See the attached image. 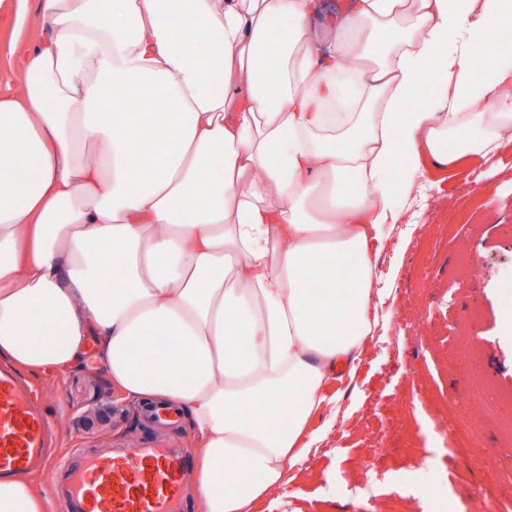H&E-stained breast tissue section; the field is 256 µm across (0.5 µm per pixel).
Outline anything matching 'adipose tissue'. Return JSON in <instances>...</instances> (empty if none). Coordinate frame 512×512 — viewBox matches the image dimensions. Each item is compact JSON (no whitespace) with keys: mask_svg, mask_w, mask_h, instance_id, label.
Instances as JSON below:
<instances>
[{"mask_svg":"<svg viewBox=\"0 0 512 512\" xmlns=\"http://www.w3.org/2000/svg\"><path fill=\"white\" fill-rule=\"evenodd\" d=\"M40 16L21 94L0 95V361L35 375L96 350L124 398L189 417L202 512H253L362 352L371 244L421 155L452 168L512 145V49L494 42L512 0H40ZM134 134L160 164L134 163ZM0 512L46 499L4 476Z\"/></svg>","mask_w":512,"mask_h":512,"instance_id":"obj_1","label":"adipose tissue"}]
</instances>
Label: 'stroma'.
Masks as SVG:
<instances>
[{
	"mask_svg": "<svg viewBox=\"0 0 512 512\" xmlns=\"http://www.w3.org/2000/svg\"><path fill=\"white\" fill-rule=\"evenodd\" d=\"M40 0L15 28L0 0V94H19L18 56L44 33ZM378 247V324L353 374L328 383L309 419L317 450L255 512H512V147L487 162H424L415 199ZM63 452L190 448L188 421L146 428L96 355L27 377ZM480 388L475 445L448 432L451 402Z\"/></svg>",
	"mask_w": 512,
	"mask_h": 512,
	"instance_id": "35a3bbf8",
	"label": "stroma"
}]
</instances>
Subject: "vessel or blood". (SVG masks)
Here are the masks:
<instances>
[{
    "label": "vessel or blood",
    "instance_id": "1",
    "mask_svg": "<svg viewBox=\"0 0 512 512\" xmlns=\"http://www.w3.org/2000/svg\"><path fill=\"white\" fill-rule=\"evenodd\" d=\"M51 428L30 391L0 369V476L52 468V481L74 512H189L184 451L149 445L99 452L53 466Z\"/></svg>",
    "mask_w": 512,
    "mask_h": 512
}]
</instances>
